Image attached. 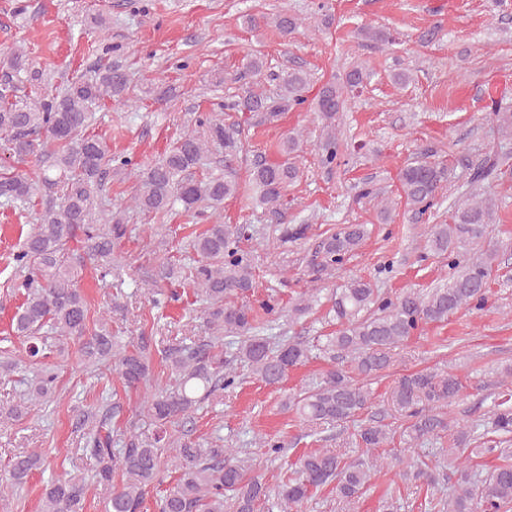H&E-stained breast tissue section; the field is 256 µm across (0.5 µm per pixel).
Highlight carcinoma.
I'll return each instance as SVG.
<instances>
[{
	"instance_id": "carcinoma-1",
	"label": "carcinoma",
	"mask_w": 512,
	"mask_h": 512,
	"mask_svg": "<svg viewBox=\"0 0 512 512\" xmlns=\"http://www.w3.org/2000/svg\"><path fill=\"white\" fill-rule=\"evenodd\" d=\"M284 34L294 32L301 18L288 9L275 17ZM265 61L250 56L229 77L239 84L231 101L217 103L245 114L255 125L277 122L282 113L307 102L313 88L310 75L302 70L276 74L277 92L270 96L252 88L263 74ZM0 149L26 165L32 161L46 167L39 181L16 168L0 170V199L14 208L34 207L37 185L44 198L34 211V223L13 260L22 280L16 285L23 303L11 319V331L27 342L26 355L41 363V370L20 394L24 403L41 402L54 392L58 365L52 355L66 341L76 342L87 366L115 369L126 388L149 392L146 408L156 428L155 437L142 439L130 422L125 432L114 435L111 420L124 414V406L112 401L105 412L93 408L78 411V424L85 430L82 455L90 461L94 478L110 484L115 475L121 483L112 489L105 512H140L147 489L162 481L164 459L176 463L175 486L160 499L159 512H224V498L233 501L235 512H302L313 493L335 483L336 495L347 502L361 498L371 486L377 464L346 463L330 450H318L294 462V476L271 490L262 475L246 467L237 451L219 445L197 444L185 430H178L200 404L214 392L234 383L224 373V334L238 339L240 362L268 385H277L288 372L305 363L309 347L290 337L271 344L270 337L257 334L258 313L244 297L253 292L256 270L251 254L239 248L240 228L232 224H210L191 240L197 259L189 266L168 263L167 275L179 271L204 299V322L211 331L209 341L182 339L162 348L152 337L141 335L123 343L105 323L88 327L89 303L77 284L79 271L91 265L102 276L112 273L114 248L127 235L121 213L96 208L105 181L112 175V156L96 134L89 131L91 111L105 98L126 99V70L110 62L99 67L92 80H76L57 94L42 90L43 75L29 67L25 54L15 49L0 55ZM372 73L360 64L342 77L323 83L315 96V112L327 133L320 144L321 162L341 165V144L336 136L347 99L370 84ZM490 121L502 138L512 137V108L491 103ZM204 129L183 132L163 155L134 174L130 201L142 214L155 218L176 209L199 215L224 207V200L239 194L240 182L231 165L198 175L208 144L224 146L225 156L241 152L234 128L209 116L196 119ZM46 134L41 140L39 135ZM302 134L288 135L276 150V159H262L249 168L251 202L275 214L288 209V189L300 178L291 156L301 150ZM512 169V156L497 147L494 154L472 168L464 200L448 208V222L429 225L426 249L448 259L453 270L449 281L431 289L410 288L395 298L379 294L375 282L352 276L336 288L330 312L336 330L325 337L322 350L334 366L306 392L289 397V406L309 424L354 422L371 404L368 382L390 370L395 351L423 324L445 323L463 309L480 308L486 298L492 273L500 265L498 248L487 247L475 261L467 258L471 247L484 241L487 227L496 223L498 198L478 192L491 178H504ZM55 170L51 177L47 171ZM447 181L441 162L416 160L398 173L397 195L380 201L377 218L391 222V212L404 204L416 214L434 215L444 200L439 195ZM368 235L365 224H347L322 241L323 266L342 264L354 254ZM243 301L235 302L233 298ZM170 371L169 387H156L154 362ZM8 350L0 351V377L22 366ZM462 385L452 373L422 370L397 378L390 391L396 413L407 418L404 432L409 440L438 438L453 428L444 408L461 396ZM489 424L494 432L512 439V404L505 398L493 404ZM355 444L371 454L394 438L388 424L360 426ZM46 458L38 451L17 454L8 464V481L16 489L27 483ZM87 485L79 476L60 478L45 487L43 512H83ZM447 512H512V463L494 466L478 479L461 474Z\"/></svg>"
}]
</instances>
